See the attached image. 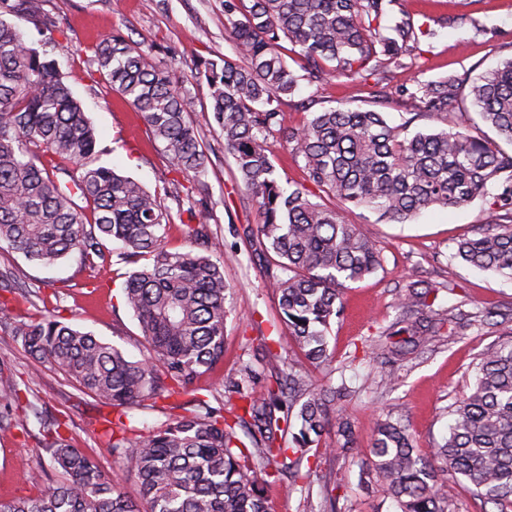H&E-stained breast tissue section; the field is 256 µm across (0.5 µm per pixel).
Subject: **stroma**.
I'll return each mask as SVG.
<instances>
[{
	"instance_id": "1",
	"label": "stroma",
	"mask_w": 512,
	"mask_h": 512,
	"mask_svg": "<svg viewBox=\"0 0 512 512\" xmlns=\"http://www.w3.org/2000/svg\"><path fill=\"white\" fill-rule=\"evenodd\" d=\"M43 8L57 29L67 33L65 49H48L45 37L26 14L10 15L9 21L31 47L56 60L96 130L100 164L163 195L174 217L167 236L170 249H185L183 225L197 223L202 216L224 241V279L230 286L224 366L200 380L203 387L221 388L225 373L238 368L244 351L273 335L278 317L277 298L265 286L264 265L243 235L246 225L262 223V215L237 178L233 159L224 151L221 130L209 121L204 63L235 54L225 28L224 0H43ZM403 10L421 35L412 66L391 69L390 89L410 88L415 82L448 74L477 75L512 57V0H400L391 5L388 16L396 18ZM112 32L144 43L153 62L174 63L190 118L209 158L204 175L173 170L162 144L151 140L136 110L101 79L92 49L98 39ZM375 82L372 76L361 83L330 76L301 82L294 94L281 99L282 123L294 127L310 113L340 105L382 112L394 126L409 120L414 103L399 96L390 101L375 96ZM341 215L377 240L383 265L344 291L341 314L329 333L331 362L309 363L289 339L277 352L284 363L307 374L313 388L346 382L351 394L338 407L354 421L359 450L322 456L310 476L309 494H302L287 479L271 486L268 496L273 512H303L308 504L320 507V490L326 485L335 489L336 512H400L397 503L379 490L374 475L362 470L363 462L370 459L366 448L377 418L390 412L403 419L424 458L447 437L449 406L470 390L480 354L501 339L506 328L453 326L451 334L440 341L399 357L395 362L398 385L382 389L378 381L385 359L381 353L365 352L362 342L377 336L382 345H393L387 331L407 285L421 291L444 284L440 304L459 303L467 311L476 305L512 307V280L472 268L454 256L462 238L480 229L493 231L484 199L459 208L428 209L402 224L379 221L377 214L353 207L342 209ZM7 268L16 273L20 286L0 290V302L15 313L34 318L50 310L62 322L117 345L132 359L148 356L138 322L123 302L129 264L115 259L91 270L73 258L44 268L2 247L0 270ZM29 289L39 290V299H26ZM0 360L8 363L19 385L29 386L28 398L34 404L30 410L15 409V427L0 434V500L36 495L38 489L25 482V473L52 466L49 454L30 436L38 428L34 418L38 410L66 422L77 447L97 460L126 496L138 499L135 481L124 473L102 439L103 419L111 415V408L100 406L50 365L35 366L21 343L1 333ZM34 369L39 372L35 379L29 376Z\"/></svg>"
}]
</instances>
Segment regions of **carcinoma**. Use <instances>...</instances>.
Listing matches in <instances>:
<instances>
[{"label": "carcinoma", "instance_id": "obj_1", "mask_svg": "<svg viewBox=\"0 0 512 512\" xmlns=\"http://www.w3.org/2000/svg\"><path fill=\"white\" fill-rule=\"evenodd\" d=\"M392 0H224L237 58L205 63L210 112L224 134V151L263 213L246 237L266 262L268 287L278 295L281 322L307 360H330L327 331L340 313L342 292L382 267L376 242L360 225L289 190L276 176L267 139L279 137L304 160L308 180L343 206L369 209L404 223L433 207L488 199L496 231L465 238L456 256L512 280V58L471 80L451 74L403 90L420 117L443 127L410 134L382 113L338 107L314 112L297 127L281 126L275 103L299 81L325 75L350 82L386 72L418 42L408 13L384 27ZM24 12L51 32L43 0H0V244L30 262L52 265L75 254L111 260L105 242L121 244L136 268L123 288L124 304L155 354L129 360L117 346L55 315L24 320L0 305V331L21 341L37 363L48 362L98 403L112 408L103 433L112 455L136 479L145 508L112 485L96 461L62 432L57 419L41 423L37 443L61 479L32 472L34 497L0 500V512H270L263 489L299 475L303 460L355 449L348 419L338 417L337 447L322 446L329 412L348 396L344 385L316 392L306 376L279 369L266 393L251 387L256 372L242 361L224 378V392L243 402L228 418L197 381L224 363L228 286L224 244L204 219L185 225L190 248L168 249L171 211L135 179L97 163V137L55 60L28 46L3 16ZM97 72L140 112L174 170L205 173L208 158L189 117L172 68L149 61L143 45L120 33L94 47ZM300 59L301 73L290 68ZM481 121L509 145L472 132L460 95L464 83ZM148 262L138 265L141 258ZM442 288L410 287L395 324L415 347L441 336L446 324L473 326L506 313L458 305L435 306ZM189 395L185 414L148 431L129 411L148 398ZM17 380L0 362V432L12 428ZM449 414L448 438L424 459L406 426L387 417L375 424L370 449L381 490L400 512H448L462 481L474 487L481 512H512V336L488 347L475 367L469 394Z\"/></svg>", "mask_w": 512, "mask_h": 512}]
</instances>
